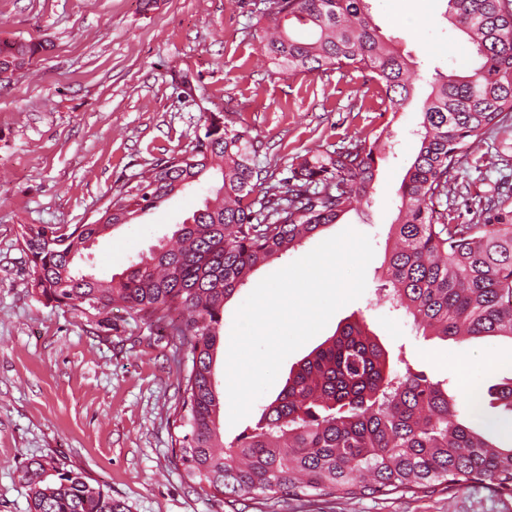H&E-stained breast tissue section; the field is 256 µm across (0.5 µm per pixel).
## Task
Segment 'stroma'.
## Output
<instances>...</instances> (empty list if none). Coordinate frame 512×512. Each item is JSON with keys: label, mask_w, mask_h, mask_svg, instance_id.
Returning a JSON list of instances; mask_svg holds the SVG:
<instances>
[{"label": "stroma", "mask_w": 512, "mask_h": 512, "mask_svg": "<svg viewBox=\"0 0 512 512\" xmlns=\"http://www.w3.org/2000/svg\"><path fill=\"white\" fill-rule=\"evenodd\" d=\"M265 0H0V40L51 42L10 83L0 84V512H29L23 470L33 459L83 474L130 512H512V495L479 484L414 496L206 495L172 464L179 378L190 356L177 337L136 318L116 319L103 335L70 308L47 302L29 283L22 227H70L94 221L121 186L157 159L202 135V110L260 142L257 165L274 179L294 157L349 145L381 129L390 137L369 202L348 212L299 249L259 267L224 305L215 379L227 396L226 361L234 314L269 274L351 228L368 235L374 256L363 295L341 307L317 335L283 362L278 377L234 437L255 424L283 388L290 368L347 320L365 317L390 360L403 357L448 384L471 427L512 446V418L490 407L489 388L512 378V342H464L422 335L380 293L393 245L397 189L414 160L421 106L436 72L467 68L464 35L446 0H369L382 34L415 64L410 104L382 111L376 85L352 69L289 75L260 52L250 26ZM195 87L185 94L182 75ZM448 185L456 223L477 222L478 200L512 190V133H493ZM206 186L178 194L90 249L102 277L171 236L196 210ZM476 382L464 387L460 372Z\"/></svg>", "instance_id": "stroma-1"}]
</instances>
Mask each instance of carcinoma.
Wrapping results in <instances>:
<instances>
[{
  "label": "carcinoma",
  "mask_w": 512,
  "mask_h": 512,
  "mask_svg": "<svg viewBox=\"0 0 512 512\" xmlns=\"http://www.w3.org/2000/svg\"><path fill=\"white\" fill-rule=\"evenodd\" d=\"M447 2L475 67L434 78L423 103L419 151L398 190L384 286L425 334L512 340V222L455 224L448 209L435 210L470 141L512 128V0ZM253 28L262 53L290 74L352 68L377 84L384 111L409 103L410 62L380 34L368 0H267ZM47 49L0 41V83ZM199 121L205 132L195 144L124 184L93 222L63 235L24 224L21 234L31 286L46 300L104 333L112 332V310L122 309L170 330L189 351L173 420L175 466L226 499L414 495L469 484L512 494V446H496L470 427L443 384L388 366L363 319L338 327L299 361L255 426L225 440L212 382L225 302L259 266L369 201L384 132L298 155L289 176L268 184L247 131L219 112H203ZM203 182L211 183L209 194L170 240L109 278L78 270L106 230ZM493 395L512 414V380ZM27 473L30 512H127L80 472L37 460Z\"/></svg>",
  "instance_id": "1"
}]
</instances>
